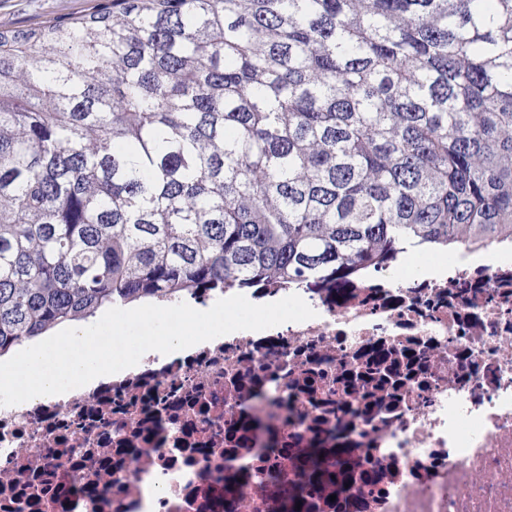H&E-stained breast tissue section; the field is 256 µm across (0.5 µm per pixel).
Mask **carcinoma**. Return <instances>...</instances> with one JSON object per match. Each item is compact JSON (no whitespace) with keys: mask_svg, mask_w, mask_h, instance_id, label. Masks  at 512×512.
<instances>
[{"mask_svg":"<svg viewBox=\"0 0 512 512\" xmlns=\"http://www.w3.org/2000/svg\"><path fill=\"white\" fill-rule=\"evenodd\" d=\"M497 237L512 0H95L0 31V354L152 296Z\"/></svg>","mask_w":512,"mask_h":512,"instance_id":"1","label":"carcinoma"}]
</instances>
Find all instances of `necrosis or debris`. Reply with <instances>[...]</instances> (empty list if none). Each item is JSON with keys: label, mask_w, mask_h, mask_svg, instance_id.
I'll return each mask as SVG.
<instances>
[{"label": "necrosis or debris", "mask_w": 512, "mask_h": 512, "mask_svg": "<svg viewBox=\"0 0 512 512\" xmlns=\"http://www.w3.org/2000/svg\"><path fill=\"white\" fill-rule=\"evenodd\" d=\"M60 396L0 406V512H278L295 448L352 449L305 512H512V241L388 264Z\"/></svg>", "instance_id": "obj_1"}]
</instances>
